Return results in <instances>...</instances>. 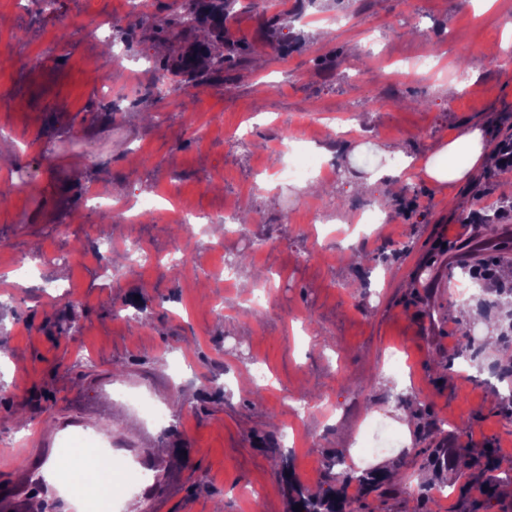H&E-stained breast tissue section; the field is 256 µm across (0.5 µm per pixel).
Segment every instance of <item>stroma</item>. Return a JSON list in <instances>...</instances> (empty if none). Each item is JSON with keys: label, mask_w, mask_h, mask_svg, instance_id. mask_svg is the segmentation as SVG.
I'll list each match as a JSON object with an SVG mask.
<instances>
[{"label": "stroma", "mask_w": 512, "mask_h": 512, "mask_svg": "<svg viewBox=\"0 0 512 512\" xmlns=\"http://www.w3.org/2000/svg\"><path fill=\"white\" fill-rule=\"evenodd\" d=\"M338 15L322 38V19ZM0 16V128L17 147L16 181L0 178L11 196L0 210V448L60 409L105 430L115 456L143 438L165 471L167 512H244L253 490L260 512H280L291 497L280 459L316 493L337 455L394 475L384 494H349L351 512H512V484L487 495L476 463L512 457V391L455 354L465 296L495 318L507 304L459 266L511 269L512 209L500 201L512 170L440 187L414 167L385 224L354 223L353 207L378 204L386 186L351 187L374 145L421 160L465 123L485 128L492 151L512 143V69L478 52L512 29V0H238L224 18L230 65L187 85L168 78L159 94L161 63L198 32L136 30L126 0H0ZM101 21L106 44L92 38ZM348 116L361 132L337 135ZM321 132L335 135L318 155L337 171L329 197L275 174ZM158 192L216 216L241 202L249 231L180 232L173 211L121 226L91 206ZM453 194L469 209L449 207ZM443 232L453 246L439 251ZM101 239L125 258L107 280ZM131 243L143 254H127ZM176 249L192 263L172 268ZM256 270L270 290L263 314L239 288ZM369 414L388 417L403 447L361 459ZM452 444L474 462L427 466L424 449Z\"/></svg>", "instance_id": "obj_1"}]
</instances>
